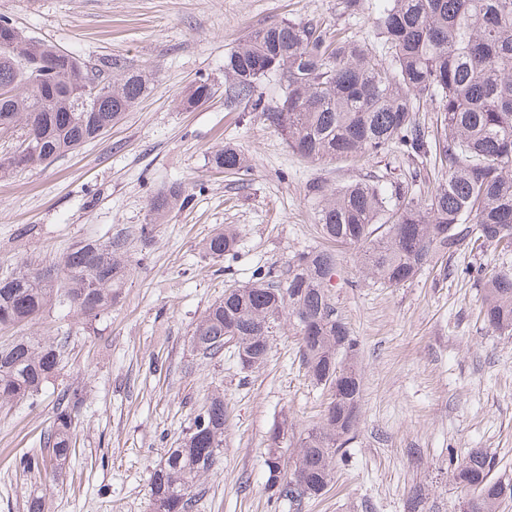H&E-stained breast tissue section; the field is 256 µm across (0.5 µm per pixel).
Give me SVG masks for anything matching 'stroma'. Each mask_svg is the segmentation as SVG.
I'll return each mask as SVG.
<instances>
[{"label":"stroma","mask_w":512,"mask_h":512,"mask_svg":"<svg viewBox=\"0 0 512 512\" xmlns=\"http://www.w3.org/2000/svg\"><path fill=\"white\" fill-rule=\"evenodd\" d=\"M376 2L352 16L343 0H0V17L90 66L154 73L151 90L110 131L0 180V277L24 259L49 267L77 241L117 236L133 265L104 317L85 321L62 304L34 326L0 330V347L34 336L62 354L37 406H0V512H26L36 496L48 512H153V469L216 390L223 462L202 480L191 512H407L414 496L419 512H460L469 494L452 473L473 448L494 457V477L512 481V336L483 322L472 275L512 268L511 254H441L413 281L386 288L364 276L354 248H336L330 295L358 343L361 408L332 486L316 499L292 504L266 483L274 427L287 423L283 445L296 447L328 401L306 375L292 327L275 329L265 364L249 372L232 356L205 359L191 347L194 323L226 288L260 268L285 272L294 253L320 246L310 185L376 178L412 184L420 200L434 191L433 162L399 150L308 163L223 93L179 104L200 78L223 83L225 55L272 23L320 21L384 55L367 15ZM227 143L249 156L245 175L211 168L210 151ZM175 182L191 202L142 236L148 197ZM225 226L238 253L216 262L201 244ZM72 385L85 394L72 458L23 474L20 457L39 449L59 391Z\"/></svg>","instance_id":"stroma-1"}]
</instances>
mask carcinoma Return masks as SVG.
Listing matches in <instances>:
<instances>
[{
  "mask_svg": "<svg viewBox=\"0 0 512 512\" xmlns=\"http://www.w3.org/2000/svg\"><path fill=\"white\" fill-rule=\"evenodd\" d=\"M373 32L390 49L379 59L366 45L327 33L319 22L281 21L256 30L224 57V96L243 101L283 137L288 148L310 162L347 159L399 149L424 159L434 153L445 169L425 205L402 185L355 182L314 185L321 236L355 248L361 268L375 283L397 288L414 279L433 256L490 248L512 252V0H379ZM275 80L281 101H266L263 87ZM152 72L123 70L90 80L77 55L24 34L0 17V136L16 138L0 156V177L50 163L105 134L151 89ZM215 94L207 78L183 99L192 108ZM88 101L89 109L76 106ZM440 113V137L414 118L420 104ZM210 164L239 174L248 160L235 145L214 151ZM191 201L172 184L146 203L142 234ZM231 229L205 242L217 261L237 252ZM58 273L22 262L0 279V327L35 324L58 302L82 319L112 309L131 274L125 242H78L57 264ZM336 254L304 251L288 261L283 279L258 269L255 280L214 301L191 334L194 351L219 358L233 343L243 369L260 368L271 348L269 336L288 320L300 336L308 378L331 392L330 412L300 439L289 459L311 484V496L332 483L336 451L355 428L361 398L353 369L357 341L329 295ZM481 314L494 332L512 335V268L483 283ZM61 352L28 336L0 349V405L36 403L59 370ZM82 391L57 395L52 425L40 452L26 456L25 472L63 466L83 404ZM224 397L212 395L178 448L167 451L152 472L154 512H190L200 480L221 464ZM273 455L266 459L267 484L277 498L301 501L289 483L272 482ZM494 459L473 448L454 471L456 483L482 499L474 512H501L512 501V483L492 477Z\"/></svg>",
  "mask_w": 512,
  "mask_h": 512,
  "instance_id": "cac0c4a2",
  "label": "carcinoma"
}]
</instances>
